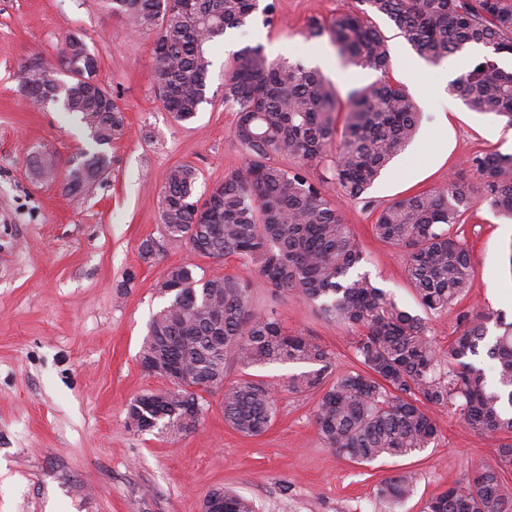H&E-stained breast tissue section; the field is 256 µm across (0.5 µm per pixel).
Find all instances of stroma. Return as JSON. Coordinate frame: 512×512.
Returning a JSON list of instances; mask_svg holds the SVG:
<instances>
[{
	"mask_svg": "<svg viewBox=\"0 0 512 512\" xmlns=\"http://www.w3.org/2000/svg\"><path fill=\"white\" fill-rule=\"evenodd\" d=\"M276 5L273 26L256 22L236 31L231 44H213L207 101L179 122L154 90V35L132 34L104 0H0V512H46L52 487L67 498L65 512H201L203 498L224 487L253 498L259 512H423L431 498L495 459L503 435L470 430L442 407L431 410L439 436L424 451L363 464L343 458L319 435L318 394L288 391L292 364L228 365L229 380L280 386L277 416L262 436L227 425L217 391L205 394L200 422L187 433L170 437L127 425L133 397L170 386L142 367L140 350L152 315L166 302L159 291L166 271L187 261L200 275L248 278L255 311L326 347L338 369L355 365L350 328L270 288L253 265L194 254L180 242L142 255L147 239L163 237L162 177L169 168H198L202 195L243 165L236 114L224 105V67L234 51L258 42L266 54L291 61L320 58L343 96L377 80V72L343 67L329 37L305 35L309 18H331L356 8L357 0ZM376 23L388 38L391 78L422 112L416 138L360 199L342 197L329 162L307 171L339 202L364 253L363 271L415 313L404 251L372 230L378 213L454 175L482 188L466 161L479 151L512 153V127L441 96L447 64L427 63L390 21ZM70 33L96 56L97 78L118 99L126 127L108 152L102 181L77 197L64 194L62 179L39 181L30 160L45 145L67 168L88 150L85 132L68 113L31 106L19 87L22 65L55 60ZM492 127L501 128L499 139L488 137ZM464 230L471 288L458 306L426 317L443 348L460 330L461 311L489 309L512 321V219L478 204ZM404 469L418 474L414 494L398 505L379 500L378 483Z\"/></svg>",
	"mask_w": 512,
	"mask_h": 512,
	"instance_id": "stroma-1",
	"label": "stroma"
}]
</instances>
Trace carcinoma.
Listing matches in <instances>:
<instances>
[{
	"instance_id": "1",
	"label": "carcinoma",
	"mask_w": 512,
	"mask_h": 512,
	"mask_svg": "<svg viewBox=\"0 0 512 512\" xmlns=\"http://www.w3.org/2000/svg\"><path fill=\"white\" fill-rule=\"evenodd\" d=\"M362 7L330 20L311 18L309 37L329 35L345 65L384 78L351 90L342 101L321 71L300 62L270 60L260 43L237 51L224 75V105L237 114L234 136L243 167L213 187L209 209L198 208L200 172L171 167L163 179L161 222L166 239L195 253L252 263L282 293L315 305L328 322L356 329V366L338 371L333 354L302 335H290L270 315L251 309L249 280L235 275L198 276L194 264L170 268L160 284L167 305L151 319L140 350L142 363H159L189 379L203 414L201 393L222 392L224 421L256 437L276 417V390L263 381H226V365L293 364L288 391L321 392L314 413L326 447L356 462L405 457L439 435L429 407H444L467 427L512 435V322L500 312L463 311L461 331L441 359L423 319L401 308L370 275L359 271L363 252L340 207L307 175L309 164L336 149L333 178L343 195L360 198L382 170L412 143L420 112L404 84L387 78L391 55L384 33L370 21L388 19L426 61L437 64L468 46L483 60L449 84L472 112L494 114L512 126V71L498 59L512 56V0H358ZM136 32H155L153 81L163 105L179 121L192 119L206 101L211 60L206 46L227 31L262 19L273 22L269 0H107ZM83 39L68 35L58 63L40 59L22 66L20 90L34 105L59 103L77 115L94 152L67 170L63 190L87 192L100 182L108 149L124 132L123 109L96 79L97 58L83 57ZM68 74L67 82L61 75ZM344 112L342 131L334 115ZM290 160L286 169L279 160ZM468 166L487 194L448 178L440 188L400 198L377 215L375 233L406 253L405 273L421 308L440 313L470 288L472 257L458 233L476 204L512 217V153L481 152ZM493 362V375L482 367ZM183 388L163 398L134 397L127 417L140 432L189 431L199 422ZM512 442L497 449L462 481L431 499L425 512H512ZM413 471L384 479L377 496L392 503L410 497ZM211 496L222 512H257L255 502L231 491Z\"/></svg>"
}]
</instances>
